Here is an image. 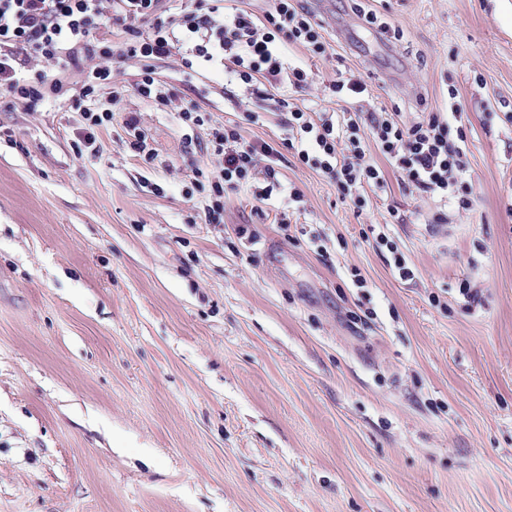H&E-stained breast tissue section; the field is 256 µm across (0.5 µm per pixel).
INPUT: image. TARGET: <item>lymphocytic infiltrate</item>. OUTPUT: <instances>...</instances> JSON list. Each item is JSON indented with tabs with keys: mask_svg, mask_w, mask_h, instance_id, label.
Wrapping results in <instances>:
<instances>
[{
	"mask_svg": "<svg viewBox=\"0 0 512 512\" xmlns=\"http://www.w3.org/2000/svg\"><path fill=\"white\" fill-rule=\"evenodd\" d=\"M0 0V97L22 101L39 111L46 100L69 101L84 112L85 147L94 144V130L112 118V100L100 91L112 80L110 61L120 58L138 66L134 93L160 112L176 113L188 131L211 128L205 150L215 169L192 168L194 181H208L212 193L202 210L208 224L224 221V192L253 187L265 202L284 192L299 202L298 189H285L278 178L282 149L334 180L342 199L363 209L364 189H381L386 170L397 173L405 188L436 201L441 209L434 223H448L452 214L469 210L471 188L467 135L461 129L458 90L448 92L447 109H433L411 120L386 106L363 112H314L292 103L306 92L309 75L287 65L286 52L302 49L326 58L330 44L316 16L299 0H273L255 14L224 0ZM115 29L119 39H96L94 31ZM169 60L182 70L223 69L231 79L224 97L238 102L237 88L274 100L283 112L288 136L282 148L242 138L236 124L212 125L211 114L188 99L178 86L159 79L156 64ZM78 69L80 81L65 74ZM378 150L384 164L372 161Z\"/></svg>",
	"mask_w": 512,
	"mask_h": 512,
	"instance_id": "f902f5d3",
	"label": "lymphocytic infiltrate"
}]
</instances>
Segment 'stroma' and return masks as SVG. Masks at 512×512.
Wrapping results in <instances>:
<instances>
[{
  "mask_svg": "<svg viewBox=\"0 0 512 512\" xmlns=\"http://www.w3.org/2000/svg\"><path fill=\"white\" fill-rule=\"evenodd\" d=\"M304 4L331 45L289 55L315 111H340V73L408 120L457 88L470 210L424 224L434 203L389 170L360 212L283 149L289 228L246 189L206 224L188 174L214 164L208 131L142 108L134 62L113 64L93 158L79 110L0 98V512H512V0H362L400 40L348 0ZM156 70L281 147L273 101L242 91L249 121L221 71ZM132 109L153 162L126 144ZM370 232L373 235L376 246L378 248L386 247L392 254L393 269L398 274L399 278L403 280L413 279L415 275L413 269L408 266L404 255L398 252L397 247L394 245L393 241L389 239L387 234L380 229L376 233L375 225L370 227Z\"/></svg>",
  "mask_w": 512,
  "mask_h": 512,
  "instance_id": "35a3bbf8",
  "label": "stroma"
}]
</instances>
